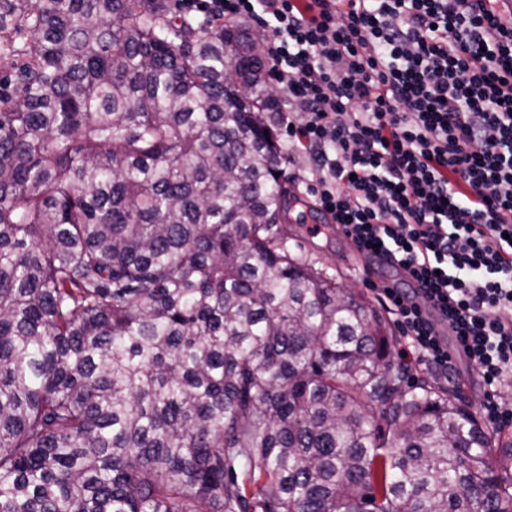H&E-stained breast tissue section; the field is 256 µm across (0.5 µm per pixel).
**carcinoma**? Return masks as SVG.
Instances as JSON below:
<instances>
[{"label": "carcinoma", "instance_id": "obj_1", "mask_svg": "<svg viewBox=\"0 0 512 512\" xmlns=\"http://www.w3.org/2000/svg\"><path fill=\"white\" fill-rule=\"evenodd\" d=\"M0 66V512H512V431L288 251L246 27L0 0Z\"/></svg>", "mask_w": 512, "mask_h": 512}]
</instances>
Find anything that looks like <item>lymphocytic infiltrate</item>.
Segmentation results:
<instances>
[{
  "label": "lymphocytic infiltrate",
  "instance_id": "lymphocytic-infiltrate-1",
  "mask_svg": "<svg viewBox=\"0 0 512 512\" xmlns=\"http://www.w3.org/2000/svg\"><path fill=\"white\" fill-rule=\"evenodd\" d=\"M498 0H179L205 27L263 14L307 195L411 291L377 297L402 359L447 369L437 305L512 423V14Z\"/></svg>",
  "mask_w": 512,
  "mask_h": 512
}]
</instances>
